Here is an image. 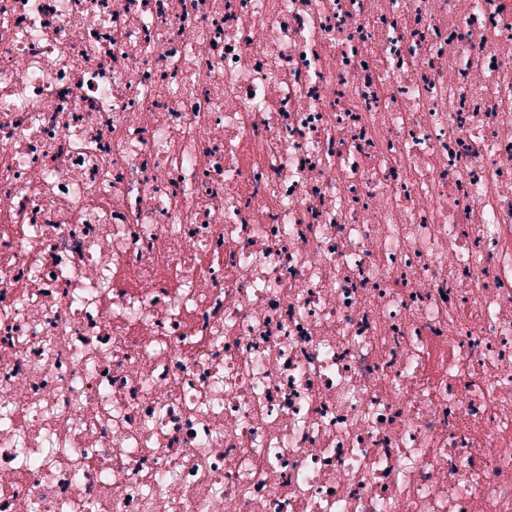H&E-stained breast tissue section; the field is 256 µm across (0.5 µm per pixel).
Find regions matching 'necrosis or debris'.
<instances>
[{
	"label": "necrosis or debris",
	"instance_id": "necrosis-or-debris-1",
	"mask_svg": "<svg viewBox=\"0 0 512 512\" xmlns=\"http://www.w3.org/2000/svg\"><path fill=\"white\" fill-rule=\"evenodd\" d=\"M0 512H512V0H0Z\"/></svg>",
	"mask_w": 512,
	"mask_h": 512
}]
</instances>
